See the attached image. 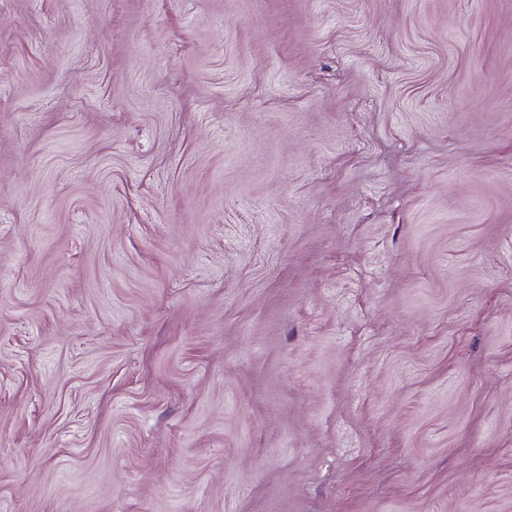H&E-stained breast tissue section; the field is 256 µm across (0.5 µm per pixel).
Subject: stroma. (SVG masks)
<instances>
[{
    "instance_id": "35a3bbf8",
    "label": "stroma",
    "mask_w": 512,
    "mask_h": 512,
    "mask_svg": "<svg viewBox=\"0 0 512 512\" xmlns=\"http://www.w3.org/2000/svg\"><path fill=\"white\" fill-rule=\"evenodd\" d=\"M0 512H512V0H0Z\"/></svg>"
}]
</instances>
